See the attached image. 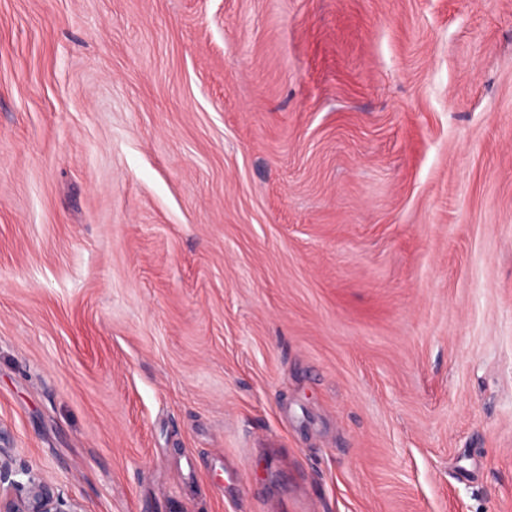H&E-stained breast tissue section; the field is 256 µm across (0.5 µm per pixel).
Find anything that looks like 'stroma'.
I'll return each mask as SVG.
<instances>
[{
	"label": "stroma",
	"instance_id": "obj_1",
	"mask_svg": "<svg viewBox=\"0 0 512 512\" xmlns=\"http://www.w3.org/2000/svg\"><path fill=\"white\" fill-rule=\"evenodd\" d=\"M0 446L81 512H512V0H0Z\"/></svg>",
	"mask_w": 512,
	"mask_h": 512
}]
</instances>
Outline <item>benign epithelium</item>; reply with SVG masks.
I'll return each instance as SVG.
<instances>
[{
	"label": "benign epithelium",
	"instance_id": "7a95c632",
	"mask_svg": "<svg viewBox=\"0 0 512 512\" xmlns=\"http://www.w3.org/2000/svg\"><path fill=\"white\" fill-rule=\"evenodd\" d=\"M7 481L12 492L0 490V512H80L65 491L49 483L39 472L12 469L9 455L0 450V483Z\"/></svg>",
	"mask_w": 512,
	"mask_h": 512
}]
</instances>
